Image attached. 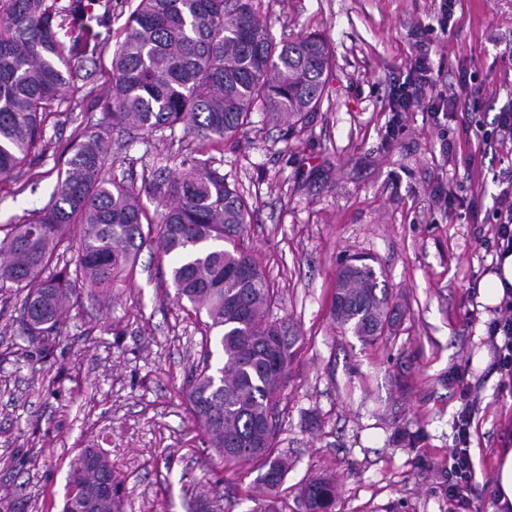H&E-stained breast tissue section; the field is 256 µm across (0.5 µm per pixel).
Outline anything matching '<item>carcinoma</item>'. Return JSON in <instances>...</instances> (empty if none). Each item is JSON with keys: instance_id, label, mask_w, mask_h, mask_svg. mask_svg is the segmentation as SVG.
Listing matches in <instances>:
<instances>
[{"instance_id": "carcinoma-1", "label": "carcinoma", "mask_w": 512, "mask_h": 512, "mask_svg": "<svg viewBox=\"0 0 512 512\" xmlns=\"http://www.w3.org/2000/svg\"><path fill=\"white\" fill-rule=\"evenodd\" d=\"M99 3L0 0L1 183L33 166L46 116L75 87V62L101 52ZM63 16L75 31L68 45L57 32ZM331 67L323 37L275 40L254 0H138L112 53L111 127L171 138L179 127L198 142L169 154L176 175L146 182L158 219L133 186L108 174L110 143L86 125L49 203L0 239V295L19 294L21 334L46 351L77 287L108 291L144 248L168 262L176 301L205 317L202 337L216 335L223 353L214 372L206 366L187 378L192 420L224 467H252L262 493L254 512H280L289 463L276 448L279 403L299 336L272 317L277 289L242 244L251 220L246 199L196 153L244 135L257 110L302 131L322 106ZM330 317L366 343L392 326L387 290L363 259L339 267ZM81 455L96 464L68 481L62 512H80L82 501L93 512H124V480L108 452ZM109 476L112 498L99 499ZM337 495L336 477L326 474L305 483L299 500L303 512H335Z\"/></svg>"}]
</instances>
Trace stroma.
Masks as SVG:
<instances>
[{
	"instance_id": "35a3bbf8",
	"label": "stroma",
	"mask_w": 512,
	"mask_h": 512,
	"mask_svg": "<svg viewBox=\"0 0 512 512\" xmlns=\"http://www.w3.org/2000/svg\"><path fill=\"white\" fill-rule=\"evenodd\" d=\"M136 0H112L104 45L83 63L77 93L46 120L33 179L0 190V225L18 224L51 198L77 124L103 120L112 96V51ZM262 0L276 38L328 42L324 103L300 133L252 116L246 138L205 155L252 210L246 247L274 280V317L300 330L282 403L277 446L292 467L283 512H299L307 480L335 475L336 512H499L492 478L512 450V382L494 367L487 326L494 307L480 285L494 271L495 213L512 171V141L485 148L512 105V0ZM438 88L460 78L484 89L466 113L414 109L387 137L390 91L418 49ZM109 172L141 187L167 152L157 134L112 132ZM462 205L448 206L439 190ZM362 255L389 291L396 322L368 345L328 315L335 275ZM50 355L24 356L19 301L0 296V512H62L71 466L86 448L107 450L124 480L126 512H186L208 493L224 512H252L251 476L221 470L194 428L185 381L201 363L199 323L174 300L157 256L143 250L133 277L109 293L82 287ZM464 370L476 398L470 454L475 491L451 501L437 484L454 445Z\"/></svg>"
}]
</instances>
